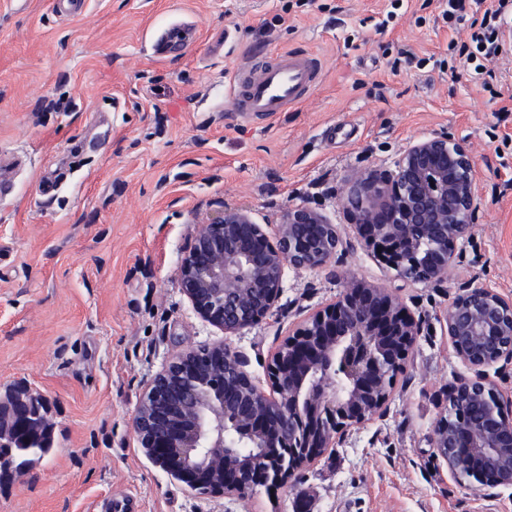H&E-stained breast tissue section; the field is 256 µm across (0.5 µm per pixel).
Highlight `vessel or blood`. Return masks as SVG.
<instances>
[{"label": "vessel or blood", "instance_id": "vessel-or-blood-1", "mask_svg": "<svg viewBox=\"0 0 512 512\" xmlns=\"http://www.w3.org/2000/svg\"><path fill=\"white\" fill-rule=\"evenodd\" d=\"M197 36L195 26L169 25L150 42L154 56L176 53ZM324 70L320 56L291 50L256 55L240 63L225 87L236 112L252 119H264L300 106L319 85Z\"/></svg>", "mask_w": 512, "mask_h": 512}]
</instances>
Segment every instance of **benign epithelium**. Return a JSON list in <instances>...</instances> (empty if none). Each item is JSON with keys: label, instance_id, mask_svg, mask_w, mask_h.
I'll use <instances>...</instances> for the list:
<instances>
[{"label": "benign epithelium", "instance_id": "obj_1", "mask_svg": "<svg viewBox=\"0 0 512 512\" xmlns=\"http://www.w3.org/2000/svg\"><path fill=\"white\" fill-rule=\"evenodd\" d=\"M477 197L471 155L445 132L409 144L394 170L358 178L342 192L344 208L375 250L399 276L424 283L447 277L455 244L471 231ZM276 233L273 245L249 211L231 207L199 227L178 278L204 321L225 333L251 328L272 310L285 266L323 267L341 244L336 225L306 204L288 206ZM427 240L436 250L428 271L418 275L417 248ZM445 323L455 353L475 372L448 387V404L474 399L485 416L471 422L459 414L452 433L441 418L433 448L451 472L481 457L496 471L477 474L479 484L511 487L512 400L483 372L512 362V300L489 288H467L448 305ZM418 333V323L387 289L353 283L276 352L270 393L222 344L208 350L206 372L199 351H180L142 395L134 417L140 447L189 489L208 482L212 496L244 497L284 485L345 432L384 414L389 390H379L382 379L403 369ZM229 370L248 384V399L228 397ZM0 421L15 434L27 427L18 405L1 409ZM256 447L277 452L247 476L246 449Z\"/></svg>", "mask_w": 512, "mask_h": 512}]
</instances>
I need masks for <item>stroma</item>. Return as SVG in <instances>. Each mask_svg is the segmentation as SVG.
<instances>
[{
    "label": "stroma",
    "mask_w": 512,
    "mask_h": 512,
    "mask_svg": "<svg viewBox=\"0 0 512 512\" xmlns=\"http://www.w3.org/2000/svg\"><path fill=\"white\" fill-rule=\"evenodd\" d=\"M442 0H0V398L48 406L51 451L0 482V512H91L115 492L140 512H512V488L455 477L432 446L448 387L471 376L444 320L467 287L512 298V53L492 90L468 72L394 68L400 50L444 60L466 32ZM394 13L386 33L376 29ZM172 22L199 38L154 57ZM232 32L222 55L208 39ZM306 48L325 64L302 105L250 121L224 86L256 52ZM447 132L470 150L479 198L447 278H401L340 204L346 183L393 169L412 142ZM335 224L341 245L287 269L271 312L239 334L212 327L178 284L200 225L243 208L275 233L288 205ZM354 281L388 289L419 323L383 416L351 429L287 485L201 495L146 456L133 418L169 358L224 344L269 386L275 353Z\"/></svg>",
    "instance_id": "1"
}]
</instances>
